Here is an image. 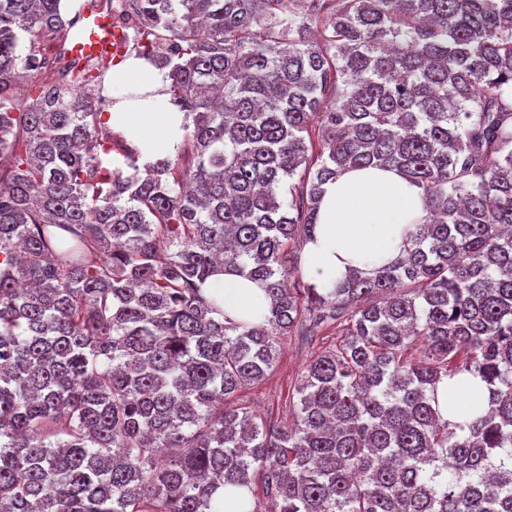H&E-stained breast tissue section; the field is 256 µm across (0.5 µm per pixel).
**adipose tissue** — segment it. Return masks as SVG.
<instances>
[{
  "label": "adipose tissue",
  "instance_id": "obj_1",
  "mask_svg": "<svg viewBox=\"0 0 512 512\" xmlns=\"http://www.w3.org/2000/svg\"><path fill=\"white\" fill-rule=\"evenodd\" d=\"M108 80L114 98L107 115L112 131L140 150L142 162L174 152L182 141L185 114L169 101L165 70L132 55L114 64ZM318 212L304 263L320 288L397 258L407 231L427 216L421 189L397 171L370 168L349 170L327 182ZM204 291L220 293L222 309L234 319H257L269 306L259 283L233 272L211 278ZM439 399L455 403V423L470 420L484 405L479 383L471 377L440 384Z\"/></svg>",
  "mask_w": 512,
  "mask_h": 512
}]
</instances>
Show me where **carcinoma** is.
Returning a JSON list of instances; mask_svg holds the SVG:
<instances>
[{
  "instance_id": "carcinoma-1",
  "label": "carcinoma",
  "mask_w": 512,
  "mask_h": 512,
  "mask_svg": "<svg viewBox=\"0 0 512 512\" xmlns=\"http://www.w3.org/2000/svg\"><path fill=\"white\" fill-rule=\"evenodd\" d=\"M132 2L192 118L144 176L78 88L112 59L44 66L63 0H0V512H219L257 474L274 512H512V0ZM366 168L422 189L405 255L290 284L324 184ZM220 260L259 321L215 318ZM303 321L344 338L293 423L224 406ZM467 375L487 410L453 425ZM439 399L443 417L454 423L469 421L474 416L475 409L486 410L487 408L483 402L482 387L479 386L478 380L471 377L445 380L439 386ZM448 399L452 400L459 409L453 415H448Z\"/></svg>"
}]
</instances>
